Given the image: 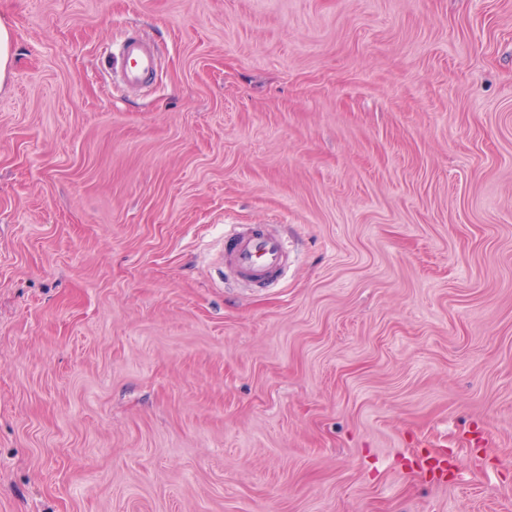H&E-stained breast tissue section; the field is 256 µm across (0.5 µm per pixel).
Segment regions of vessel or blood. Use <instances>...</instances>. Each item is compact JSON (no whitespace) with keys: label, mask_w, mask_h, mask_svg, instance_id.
Listing matches in <instances>:
<instances>
[{"label":"vessel or blood","mask_w":512,"mask_h":512,"mask_svg":"<svg viewBox=\"0 0 512 512\" xmlns=\"http://www.w3.org/2000/svg\"><path fill=\"white\" fill-rule=\"evenodd\" d=\"M112 75L125 88L147 86L157 63L153 44L137 29H128L105 59ZM286 241L265 224H241L228 236L224 265L241 281L256 286L278 282L288 269Z\"/></svg>","instance_id":"1"}]
</instances>
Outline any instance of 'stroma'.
<instances>
[{
    "label": "stroma",
    "mask_w": 512,
    "mask_h": 512,
    "mask_svg": "<svg viewBox=\"0 0 512 512\" xmlns=\"http://www.w3.org/2000/svg\"><path fill=\"white\" fill-rule=\"evenodd\" d=\"M0 19V512H512V0ZM12 57L11 32L8 25L0 20V87L11 71ZM104 62L108 64L112 76L126 89H142L155 71L157 53L153 44L137 29L128 28ZM288 245L268 224H241L227 236L224 267L256 286L278 282L288 269Z\"/></svg>",
    "instance_id": "1"
}]
</instances>
